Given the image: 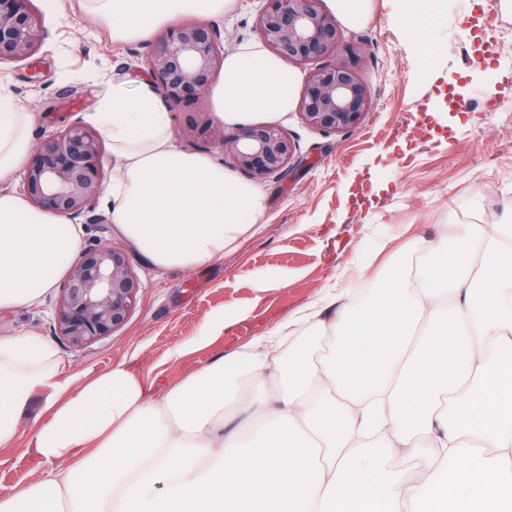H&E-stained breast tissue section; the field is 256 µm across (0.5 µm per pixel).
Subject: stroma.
I'll return each mask as SVG.
<instances>
[{"mask_svg": "<svg viewBox=\"0 0 512 512\" xmlns=\"http://www.w3.org/2000/svg\"><path fill=\"white\" fill-rule=\"evenodd\" d=\"M82 0H57L56 19L38 55L41 79L23 81L25 62L0 64V97L31 113L30 142L68 124H87L114 87L147 77L152 45L116 43L110 26L88 15ZM264 0H234L213 25L225 50L258 43ZM344 50L357 52L373 108L355 129L326 133L289 112L280 125L298 160L281 179H267L260 227L194 270L162 271L111 223L102 201L77 218L84 245L125 251L139 280L125 324L75 347L54 331L59 288L33 307L0 310V336L35 334L49 341L63 377L90 378L135 360L145 380H181L215 358L267 335L273 322L324 295L373 288L372 274L406 243L444 224H492L512 205V23L489 47L482 0H447L434 58L414 55L412 32L391 23L383 0L362 25L343 28ZM228 335L198 346L216 312ZM180 357H172L176 346ZM40 411L32 398L13 447L0 449V493L20 489L60 459L37 463L27 452Z\"/></svg>", "mask_w": 512, "mask_h": 512, "instance_id": "obj_1", "label": "stroma"}]
</instances>
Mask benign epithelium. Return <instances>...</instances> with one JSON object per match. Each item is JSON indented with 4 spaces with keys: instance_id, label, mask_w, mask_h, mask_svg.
Instances as JSON below:
<instances>
[{
    "instance_id": "7a95c632",
    "label": "benign epithelium",
    "mask_w": 512,
    "mask_h": 512,
    "mask_svg": "<svg viewBox=\"0 0 512 512\" xmlns=\"http://www.w3.org/2000/svg\"><path fill=\"white\" fill-rule=\"evenodd\" d=\"M32 0H0V63L26 61L41 49L46 29ZM321 0H266L256 29L274 55L302 64L336 54L342 32L336 16ZM221 34L213 26L181 23L160 37L146 66L162 96L177 104L200 103L224 55ZM373 101L354 61L325 65L309 76L297 110L310 127L324 132L351 130L365 119ZM188 140L203 137L232 160L233 167L256 180L281 178L294 161L296 146L277 124L254 123L227 132L198 113L180 132ZM104 153L99 133L79 124L42 138L30 151L21 184L38 210L84 214L104 189ZM138 280L127 254L108 244L86 248L61 288L55 331L82 347L109 336L127 320Z\"/></svg>"
}]
</instances>
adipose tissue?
I'll return each mask as SVG.
<instances>
[{
	"label": "adipose tissue",
	"mask_w": 512,
	"mask_h": 512,
	"mask_svg": "<svg viewBox=\"0 0 512 512\" xmlns=\"http://www.w3.org/2000/svg\"><path fill=\"white\" fill-rule=\"evenodd\" d=\"M87 5L113 39L147 41L228 3ZM296 83L287 61L239 47L208 116L230 131L276 122ZM90 119L119 161L103 190L111 221L156 268L206 266L263 218L261 187L174 144L150 82L113 89ZM31 122L0 98L1 180L23 170ZM81 250L69 217L0 194V310L34 304ZM307 323L319 343L282 350ZM231 356L246 360L235 375L217 359L147 384L124 361L64 379L49 342L0 336V448L42 389L28 451L74 461L0 495V512H512V215L434 231L361 301L345 289L300 305Z\"/></svg>",
	"instance_id": "obj_1"
}]
</instances>
